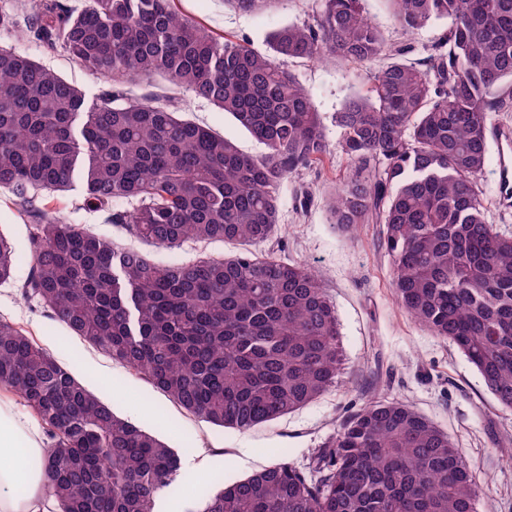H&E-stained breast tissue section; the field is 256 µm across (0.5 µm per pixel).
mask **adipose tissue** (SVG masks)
<instances>
[{
	"instance_id": "ef3b65f1",
	"label": "adipose tissue",
	"mask_w": 512,
	"mask_h": 512,
	"mask_svg": "<svg viewBox=\"0 0 512 512\" xmlns=\"http://www.w3.org/2000/svg\"><path fill=\"white\" fill-rule=\"evenodd\" d=\"M42 455L34 425L0 401V512H48Z\"/></svg>"
}]
</instances>
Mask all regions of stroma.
<instances>
[{"instance_id":"obj_1","label":"stroma","mask_w":512,"mask_h":512,"mask_svg":"<svg viewBox=\"0 0 512 512\" xmlns=\"http://www.w3.org/2000/svg\"><path fill=\"white\" fill-rule=\"evenodd\" d=\"M173 5L215 36L245 39L263 52L267 32L282 24L310 22L315 3L276 0L261 13L239 11L226 0H173ZM14 14L16 26L0 30V48H25L40 65L77 86L87 103H95L103 78L63 52L46 50L26 38L27 7H15ZM281 65L310 91L328 141L336 142L335 116L351 95L366 90L369 69L343 62L288 59ZM127 92L132 97L153 93L175 98L186 118L233 140L243 152L258 156L264 151L230 117L189 90L158 79L149 85L128 86ZM349 169L347 157L334 150L322 165L288 179L280 189L281 242L263 246L264 251L305 263L322 276L339 321V376L333 387L310 404L244 430L222 429L187 413L130 368L46 317L36 302L24 301L20 286L29 274L31 229L18 216L11 195L0 191V233L16 245L13 277L0 284V319L23 327L115 413L151 431L179 454L181 469L159 491L156 512H202L203 489H216L219 482L240 480L278 462L311 471L318 450L342 422L379 399L413 406L448 434L480 486L477 512H512V465L500 454L502 446L512 443V411L496 406L475 369L453 345L400 309L391 285L390 259L379 244L378 225L361 224L345 232L331 224L319 199L308 209L300 207L299 188H308L317 196L329 193ZM53 205L87 232L167 263L240 250L239 245L225 242L155 249L85 209L83 188L78 184L57 196Z\"/></svg>"}]
</instances>
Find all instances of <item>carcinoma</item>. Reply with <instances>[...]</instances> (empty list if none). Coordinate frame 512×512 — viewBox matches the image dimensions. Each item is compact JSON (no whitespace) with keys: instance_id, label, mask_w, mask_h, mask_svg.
<instances>
[{"instance_id":"1","label":"carcinoma","mask_w":512,"mask_h":512,"mask_svg":"<svg viewBox=\"0 0 512 512\" xmlns=\"http://www.w3.org/2000/svg\"><path fill=\"white\" fill-rule=\"evenodd\" d=\"M362 2L321 0L313 22L275 28L261 53L214 37L172 0H31L27 35L46 48L116 85L160 76L187 87L265 151L246 154L155 97L109 87L88 108L76 86L0 48V190L34 245L23 298L214 426L248 429L307 405L339 372L336 308L311 267L248 249L274 235L282 184L330 154L310 93L278 60L383 59L336 113L351 169L326 206L343 231L382 225L397 304L512 411V237L487 222L479 187L491 116L512 112V0H387L406 34L449 22L416 62ZM76 181L105 223L159 249H245L177 265L118 249L50 206ZM14 260L0 234V283ZM0 386L45 429L53 512H155L179 455L2 320ZM317 469L315 479L276 463L208 495L203 512H477V483L448 435L397 401L346 419Z\"/></svg>"}]
</instances>
